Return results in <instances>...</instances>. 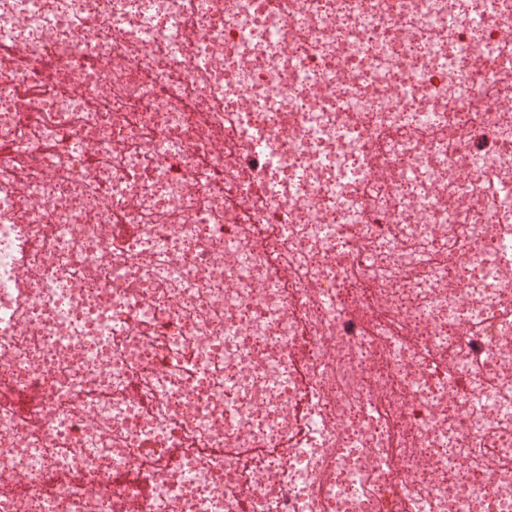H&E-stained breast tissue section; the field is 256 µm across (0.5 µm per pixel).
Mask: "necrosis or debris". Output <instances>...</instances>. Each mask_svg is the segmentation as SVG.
Wrapping results in <instances>:
<instances>
[{
  "instance_id": "1",
  "label": "necrosis or debris",
  "mask_w": 512,
  "mask_h": 512,
  "mask_svg": "<svg viewBox=\"0 0 512 512\" xmlns=\"http://www.w3.org/2000/svg\"><path fill=\"white\" fill-rule=\"evenodd\" d=\"M0 512H512V0H0Z\"/></svg>"
}]
</instances>
